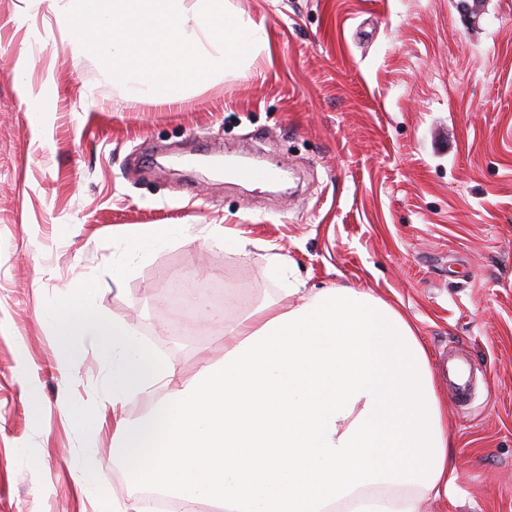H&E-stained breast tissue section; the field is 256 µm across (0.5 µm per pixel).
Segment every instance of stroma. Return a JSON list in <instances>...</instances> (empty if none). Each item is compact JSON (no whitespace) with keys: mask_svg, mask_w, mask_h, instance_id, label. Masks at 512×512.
Segmentation results:
<instances>
[{"mask_svg":"<svg viewBox=\"0 0 512 512\" xmlns=\"http://www.w3.org/2000/svg\"><path fill=\"white\" fill-rule=\"evenodd\" d=\"M271 54L185 89L173 107L113 86L50 0H0V512H90L134 497L92 344L68 375L44 319L91 285L93 310L133 323L192 382L224 357V323L284 296L287 258L310 288H360L413 323L431 366L475 364L460 407L434 382L459 477L423 512H512V0H229ZM29 67L16 81L19 60ZM266 156L302 193L230 182L160 156ZM186 225L119 267L113 231ZM221 224L249 241L225 251ZM189 334L169 333L171 322Z\"/></svg>","mask_w":512,"mask_h":512,"instance_id":"obj_1","label":"stroma"}]
</instances>
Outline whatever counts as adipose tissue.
<instances>
[{
    "instance_id": "ef3b65f1",
    "label": "adipose tissue",
    "mask_w": 512,
    "mask_h": 512,
    "mask_svg": "<svg viewBox=\"0 0 512 512\" xmlns=\"http://www.w3.org/2000/svg\"><path fill=\"white\" fill-rule=\"evenodd\" d=\"M275 267L302 304L226 324L223 362L189 385L129 324L93 316L89 289L48 313L60 369L88 340L107 368L105 407L84 429L111 421L118 455L141 462V498L112 512H152L154 493L181 512H420L450 496L453 442L413 325L358 288L306 295L284 258Z\"/></svg>"
}]
</instances>
